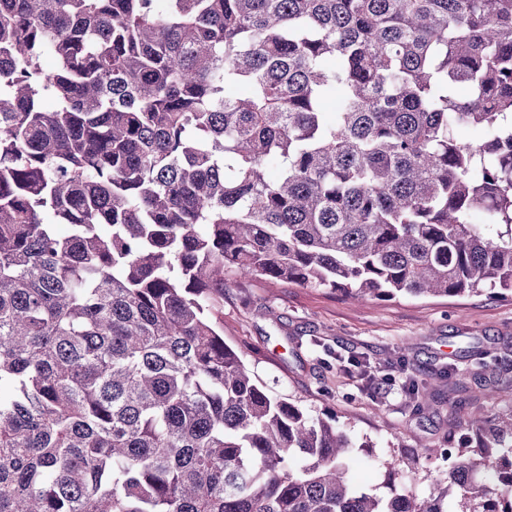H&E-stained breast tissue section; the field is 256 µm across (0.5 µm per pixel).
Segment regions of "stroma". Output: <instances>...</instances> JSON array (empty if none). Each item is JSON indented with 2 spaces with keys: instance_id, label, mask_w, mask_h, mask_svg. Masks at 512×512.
Masks as SVG:
<instances>
[{
  "instance_id": "stroma-1",
  "label": "stroma",
  "mask_w": 512,
  "mask_h": 512,
  "mask_svg": "<svg viewBox=\"0 0 512 512\" xmlns=\"http://www.w3.org/2000/svg\"><path fill=\"white\" fill-rule=\"evenodd\" d=\"M224 339L272 395L345 425L355 481L367 490L383 491L384 465L397 460L402 484L429 498L450 466L441 455L449 436L463 432L457 407L512 410V297L357 303L327 288L235 278L224 290ZM354 355L389 374L382 389L347 372ZM411 378L435 392L424 408L403 393Z\"/></svg>"
}]
</instances>
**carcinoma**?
Segmentation results:
<instances>
[{
  "instance_id": "carcinoma-1",
  "label": "carcinoma",
  "mask_w": 512,
  "mask_h": 512,
  "mask_svg": "<svg viewBox=\"0 0 512 512\" xmlns=\"http://www.w3.org/2000/svg\"><path fill=\"white\" fill-rule=\"evenodd\" d=\"M233 276L512 296V0H0V512H512V412L360 488Z\"/></svg>"
}]
</instances>
